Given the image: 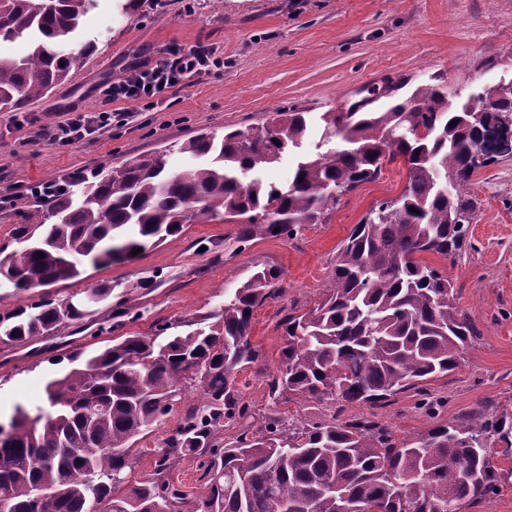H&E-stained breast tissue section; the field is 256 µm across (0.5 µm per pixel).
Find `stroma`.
<instances>
[{
    "label": "stroma",
    "instance_id": "stroma-1",
    "mask_svg": "<svg viewBox=\"0 0 512 512\" xmlns=\"http://www.w3.org/2000/svg\"><path fill=\"white\" fill-rule=\"evenodd\" d=\"M87 41L94 42L93 53L64 84L18 112L0 111V192L118 166L139 154L166 153L169 169L182 171L191 161L178 144L265 123L284 107L308 112L311 128L302 151L311 153L322 141L323 113L358 101L359 90L380 74H401L413 87L438 76L461 98L477 95L512 80V0H139L126 13L116 0H97L80 37L62 48ZM198 44L223 49V68L167 91L161 108L69 146L34 143V133L59 113L108 109L107 85L138 57ZM405 183L403 163L384 164L381 176L344 196L326 223L301 225L291 238L260 236L242 249L237 224L197 223L132 259L102 269L85 266L79 277L42 291L18 296L0 286L1 316L44 293L63 300L82 297L103 281L116 285L109 299L57 334L0 343V421L8 422L15 406L45 403L46 383L65 369L61 356L105 347L118 334L151 335L162 325L169 335L186 334L266 266L282 271L281 289L253 313L250 340L260 363L237 375L255 421L274 415L297 423L341 422L371 415L403 439L488 404L512 412V158L472 177L478 208L465 249L453 258L426 257L448 275L458 306L480 331L456 370L374 406L341 408L303 398L284 403L269 395V378L286 344L283 318L319 301L341 242L374 203L396 198ZM120 307L131 320L117 329L112 315ZM184 411L176 405L160 425L135 437L129 481L152 472Z\"/></svg>",
    "mask_w": 512,
    "mask_h": 512
}]
</instances>
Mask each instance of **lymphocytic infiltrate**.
Wrapping results in <instances>:
<instances>
[{"label": "lymphocytic infiltrate", "instance_id": "lymphocytic-infiltrate-1", "mask_svg": "<svg viewBox=\"0 0 512 512\" xmlns=\"http://www.w3.org/2000/svg\"><path fill=\"white\" fill-rule=\"evenodd\" d=\"M223 65L215 47H198L186 52L172 50L161 58L141 60L107 86L106 95L114 103V110L64 113L62 119L42 127L38 136L68 146L87 136L107 133L113 124L130 125L140 112L156 109L158 97L173 86L210 75Z\"/></svg>", "mask_w": 512, "mask_h": 512}]
</instances>
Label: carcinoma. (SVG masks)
<instances>
[{
  "label": "carcinoma",
  "mask_w": 512,
  "mask_h": 512,
  "mask_svg": "<svg viewBox=\"0 0 512 512\" xmlns=\"http://www.w3.org/2000/svg\"><path fill=\"white\" fill-rule=\"evenodd\" d=\"M96 0H0V40L27 38L31 51L0 57V110H18L65 83L95 49L64 52ZM439 77L405 99L368 112H326V138L342 145L299 156L288 185L263 170L309 134L307 113L223 136L198 135L179 152L195 160L171 172L165 156L138 155L80 180V194L50 202L16 227L21 247L0 257L22 294L104 268L194 222L239 220L238 241L293 236L321 224L343 195L401 160L407 182L376 203L336 253L324 298L283 321L287 343L269 393L317 402L376 405L460 364L478 332L453 302L454 288L422 256H455L466 242L480 169L512 158L500 134L512 114V80L478 100H457ZM418 210L413 214L409 208ZM54 222L46 223L47 218ZM282 277L255 271L224 300L217 321L166 342L129 334L98 351L68 355L70 368L45 386L47 404L16 406L0 441V502L8 512H459L499 491L496 449L512 452V414L489 407L400 441L364 416L294 424H247L237 373L261 354L250 342L255 308ZM85 307L45 294L0 317V343L32 341L83 318ZM202 388L154 462L149 478L125 483L130 441L163 420L188 381ZM244 423L231 442L224 420ZM186 456L204 459L207 495L190 498L171 473ZM51 497L39 502L35 490Z\"/></svg>",
  "instance_id": "cac0c4a2"
}]
</instances>
